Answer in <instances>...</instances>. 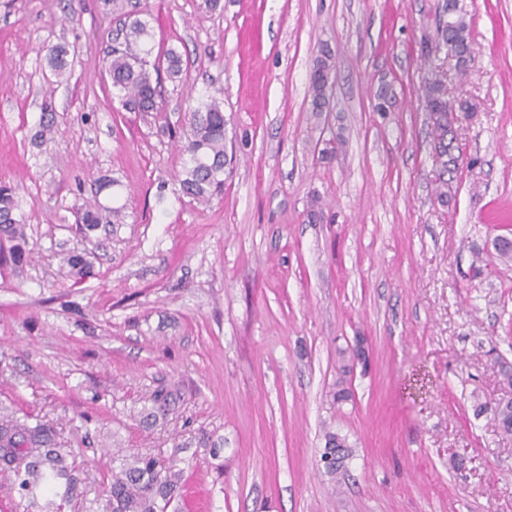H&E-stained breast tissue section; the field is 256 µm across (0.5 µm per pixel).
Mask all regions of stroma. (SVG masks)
Returning <instances> with one entry per match:
<instances>
[{
    "label": "stroma",
    "mask_w": 512,
    "mask_h": 512,
    "mask_svg": "<svg viewBox=\"0 0 512 512\" xmlns=\"http://www.w3.org/2000/svg\"><path fill=\"white\" fill-rule=\"evenodd\" d=\"M199 2L143 0L154 44L183 61L144 117L105 71L119 23L104 0H0V180L33 255L0 273V407L52 423L91 498L113 464L152 454L179 458L173 512H512V436L489 411L512 364V261L495 248L512 238V0H457L474 56L443 67L471 109L444 200L423 50L447 0ZM59 44L61 79L46 59ZM384 82L396 100L380 114ZM207 95L224 101L230 163L201 205L180 192L177 133ZM79 198L122 207V223L83 234ZM73 251L94 272L78 285ZM359 336L368 363L343 374ZM161 387L179 399L155 424ZM328 430L352 449L333 476ZM332 54L330 49L326 46L321 49L320 55L316 59L315 66L310 75V103L309 112L317 118H321L325 110L328 89V77L333 74Z\"/></svg>",
    "instance_id": "1"
}]
</instances>
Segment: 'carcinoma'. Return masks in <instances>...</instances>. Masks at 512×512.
I'll return each mask as SVG.
<instances>
[{
    "label": "carcinoma",
    "instance_id": "obj_1",
    "mask_svg": "<svg viewBox=\"0 0 512 512\" xmlns=\"http://www.w3.org/2000/svg\"><path fill=\"white\" fill-rule=\"evenodd\" d=\"M104 3L112 6L113 13L124 18L105 59L112 89L123 109L157 112L160 106L151 70L157 71L163 66L170 80L179 78L182 73L181 54L170 47L156 57L155 64H149L152 49L147 44L152 33L149 23L141 19L146 11L137 9L135 5L129 6V0H104ZM435 47H442L462 60L459 72L465 71L471 57L469 26L463 16L456 14L453 3L448 8V22L442 27ZM67 55L68 51L63 46L49 52L48 64L58 78L69 71ZM331 74L332 54L329 48L324 47L316 59L309 85V111L317 118L325 112L327 81ZM392 99V86L387 83L381 85L374 95L373 110L389 111ZM424 100L433 106L432 158L438 168V180L445 184L444 176L457 169L454 140L448 139V78L437 72L427 79ZM224 125L223 101L217 97L207 96L190 111L182 149L188 159L178 181L182 193L200 204L209 203L224 187L227 165ZM72 210L76 223L85 233L96 230L101 224L121 223L122 209L119 207L77 202ZM27 245V224L24 215L18 213L17 187L1 181L0 269L29 263ZM63 262L76 284L92 275L90 263L80 254H68ZM149 401V415L165 418L172 411L174 394L167 389H156L150 394ZM492 414L499 430L512 436V395L502 398ZM68 456L70 451L57 440V431L49 423L38 418L30 423L0 411V468L14 473L19 493L18 507L22 512L29 510V496L39 487H48L53 479L65 480L64 502L83 499L79 490L80 478L68 465ZM179 479L175 458L137 455L123 462L119 470L112 471V480L105 489L106 512H167L177 496Z\"/></svg>",
    "mask_w": 512,
    "mask_h": 512
}]
</instances>
